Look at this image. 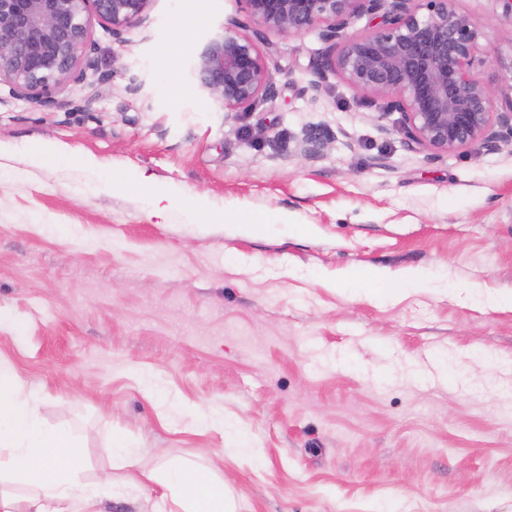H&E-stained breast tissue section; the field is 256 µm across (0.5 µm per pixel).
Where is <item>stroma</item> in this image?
Instances as JSON below:
<instances>
[{
  "label": "stroma",
  "instance_id": "35a3bbf8",
  "mask_svg": "<svg viewBox=\"0 0 512 512\" xmlns=\"http://www.w3.org/2000/svg\"><path fill=\"white\" fill-rule=\"evenodd\" d=\"M456 6L512 58L502 0ZM244 17L153 0L123 41L94 28V67L57 104L0 85V363L49 393L89 482L116 436L146 467L165 452L223 477L235 512H512V307L490 304L512 295V139L428 155L320 72L315 31L262 45L275 97L225 112L184 67ZM34 141L56 159L30 165ZM118 171L224 217L148 220V191L109 190ZM277 211L256 233L225 221ZM369 269L423 280L347 276Z\"/></svg>",
  "mask_w": 512,
  "mask_h": 512
}]
</instances>
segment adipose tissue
<instances>
[{
    "label": "adipose tissue",
    "mask_w": 512,
    "mask_h": 512,
    "mask_svg": "<svg viewBox=\"0 0 512 512\" xmlns=\"http://www.w3.org/2000/svg\"><path fill=\"white\" fill-rule=\"evenodd\" d=\"M133 183L149 189L150 217L165 219L184 203L197 215L212 212L205 197L186 200L178 191L153 187L141 171L113 177L111 186L119 191ZM9 378V370L0 367V512H99L102 500L148 483L163 489L154 512H231L222 479L175 457L142 468L135 447L122 438L109 446L113 475L93 483L80 480L81 460L71 443L42 422L44 398Z\"/></svg>",
    "instance_id": "ef3b65f1"
}]
</instances>
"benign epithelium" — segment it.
<instances>
[{"instance_id": "obj_1", "label": "benign epithelium", "mask_w": 512, "mask_h": 512, "mask_svg": "<svg viewBox=\"0 0 512 512\" xmlns=\"http://www.w3.org/2000/svg\"><path fill=\"white\" fill-rule=\"evenodd\" d=\"M151 0H0V81L22 99L54 103L79 82L91 31L100 25L118 42L142 25ZM249 24L233 22L203 41L187 63L188 79L236 112L275 94L259 48L269 37L319 30L329 53L321 70L339 73L383 114L402 115L409 139L439 155L512 135V100L495 110L496 90L477 74L488 61L512 89V61L479 57L480 32L456 0H240ZM375 21L363 35L355 19Z\"/></svg>"}]
</instances>
